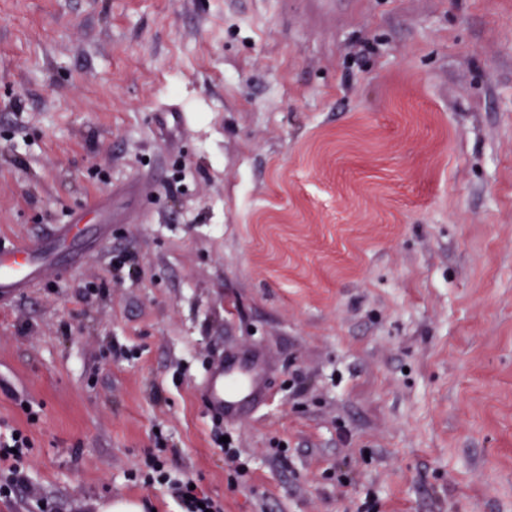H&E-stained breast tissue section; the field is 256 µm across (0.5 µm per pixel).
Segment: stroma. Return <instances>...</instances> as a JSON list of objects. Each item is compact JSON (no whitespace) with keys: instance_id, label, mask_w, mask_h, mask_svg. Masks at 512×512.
<instances>
[{"instance_id":"stroma-1","label":"stroma","mask_w":512,"mask_h":512,"mask_svg":"<svg viewBox=\"0 0 512 512\" xmlns=\"http://www.w3.org/2000/svg\"><path fill=\"white\" fill-rule=\"evenodd\" d=\"M65 224L0 512H512V0H0V248ZM265 381V369L260 359L248 366L234 360H222L207 377L209 404L217 413L236 415L246 403L262 399ZM14 434L18 435V439L14 438ZM29 448H32L31 441L21 430L12 428L6 429L4 433L0 431V461L13 462L11 468L14 470L17 482L23 479L20 464ZM12 449H16L17 453H13ZM177 485V499L181 512H223V505L219 500L211 497L199 496L196 492V487L190 490V486L194 485L191 482L175 483ZM199 503L205 505V508L199 507Z\"/></svg>"}]
</instances>
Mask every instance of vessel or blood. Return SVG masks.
<instances>
[{
	"label": "vessel or blood",
	"mask_w": 512,
	"mask_h": 512,
	"mask_svg": "<svg viewBox=\"0 0 512 512\" xmlns=\"http://www.w3.org/2000/svg\"><path fill=\"white\" fill-rule=\"evenodd\" d=\"M50 257L40 248L21 245L0 249V298L18 294L28 280L51 267ZM265 369L262 361L243 366L233 360L221 361L207 377V398L218 413L235 415L243 406L262 399Z\"/></svg>",
	"instance_id": "obj_1"
}]
</instances>
